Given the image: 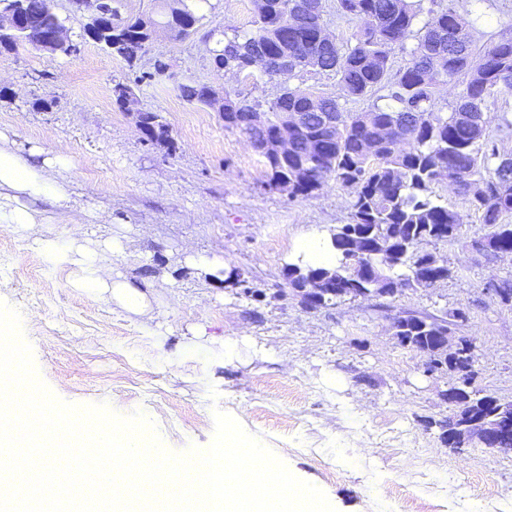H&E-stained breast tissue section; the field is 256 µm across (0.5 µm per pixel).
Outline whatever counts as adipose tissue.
I'll return each instance as SVG.
<instances>
[{
    "label": "adipose tissue",
    "instance_id": "obj_1",
    "mask_svg": "<svg viewBox=\"0 0 512 512\" xmlns=\"http://www.w3.org/2000/svg\"><path fill=\"white\" fill-rule=\"evenodd\" d=\"M67 164L61 154L37 164L0 148V224L29 241L49 266L70 268L73 287L124 311L147 313L151 307L148 294L113 274L109 255L122 251L121 241H113L104 251L84 244L78 227L65 238L38 232L43 221L40 205L58 209L71 205L67 184L53 174Z\"/></svg>",
    "mask_w": 512,
    "mask_h": 512
}]
</instances>
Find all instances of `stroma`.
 <instances>
[{
  "label": "stroma",
  "instance_id": "1",
  "mask_svg": "<svg viewBox=\"0 0 512 512\" xmlns=\"http://www.w3.org/2000/svg\"><path fill=\"white\" fill-rule=\"evenodd\" d=\"M54 7L80 51H0V147L37 162L70 158L58 177L72 206L46 209L42 233L80 225L89 245L121 239L115 271L149 293L152 311L127 313L73 288L69 269L49 267L0 226V303L19 311L52 394L142 413L175 454L207 450L214 411L227 413L324 491L335 512H512V453L451 448L427 427L452 413L443 399L449 379L425 374L423 358L391 331L402 312L448 319L465 310L454 331L477 346L476 388L512 401V306L487 290L512 280V257L464 250L483 231L476 217L458 241L423 243L453 271L440 286L305 310L280 296L284 270L300 239L348 223V191L332 183L292 199L269 189L264 160L245 137L181 90L199 84L274 98V84L260 76L211 63L225 32L250 30L253 0H205L210 38L158 37L133 65L88 39L68 0ZM159 57L169 79L135 84ZM119 82L134 84L140 109L163 116L175 153L143 141L114 101ZM213 252L227 269L211 274L189 259ZM232 273L252 296L228 282ZM226 336L238 341L229 361L219 344ZM190 343L198 354L185 353Z\"/></svg>",
  "mask_w": 512,
  "mask_h": 512
}]
</instances>
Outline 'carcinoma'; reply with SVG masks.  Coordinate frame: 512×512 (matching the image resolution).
Here are the masks:
<instances>
[{
  "label": "carcinoma",
  "instance_id": "cac0c4a2",
  "mask_svg": "<svg viewBox=\"0 0 512 512\" xmlns=\"http://www.w3.org/2000/svg\"><path fill=\"white\" fill-rule=\"evenodd\" d=\"M292 0H254L253 29L224 35L212 60L234 76L259 71L278 93L268 105L242 92H224V128L263 144L288 130V156L260 153L269 171L267 186H288L291 198H309L333 181L351 194L350 221L337 227L329 243L336 265L316 266L301 259L288 274H333L336 290L324 289L320 307L342 295L356 297L386 283L397 291L423 288L448 274L434 268L420 242L459 236L467 214L434 199L433 187L446 183L478 216L495 241L487 259L512 251V153L502 147L512 132L508 113L496 109L498 95L512 92V33L481 49L473 38L470 9L453 4L423 10L422 0H336V12L354 23L344 43H321L324 11L290 16ZM112 12L116 54L135 63L150 45L145 26L153 18L122 15L121 0H94ZM54 0H27V21L37 33L64 25ZM180 13H166L164 25L174 41L200 31L203 16L179 0ZM400 50L409 62L393 69ZM441 52L443 69L431 53ZM333 74L342 94L326 95L296 83L306 73ZM168 64L155 59L153 70L135 82L160 81ZM460 88L441 106L442 94ZM372 100L361 110L349 108ZM151 143L175 151L169 125L157 112L145 113ZM446 320L404 318L400 335L410 350L434 351L432 336ZM489 396L471 390L452 405V415L428 425L440 430L470 412L491 413Z\"/></svg>",
  "mask_w": 512,
  "mask_h": 512
}]
</instances>
